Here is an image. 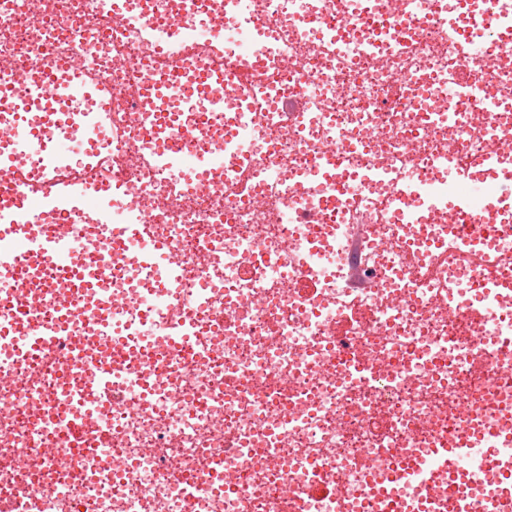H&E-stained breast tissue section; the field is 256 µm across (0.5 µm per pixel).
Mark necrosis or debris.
Returning a JSON list of instances; mask_svg holds the SVG:
<instances>
[{"mask_svg":"<svg viewBox=\"0 0 512 512\" xmlns=\"http://www.w3.org/2000/svg\"><path fill=\"white\" fill-rule=\"evenodd\" d=\"M0 0V89L78 76L93 157H37L29 178L93 189L111 224L71 237L112 254L57 310L34 294L0 336V505L8 512H484L512 458V203L471 173L512 168V0ZM487 18L480 52L461 9ZM224 82V110L183 78ZM168 76L180 112L155 110ZM466 77L461 101L448 84ZM99 84L105 98L88 94ZM208 158L201 181L162 166ZM109 252V251H108ZM81 352L84 371L69 360ZM112 353V398L85 371Z\"/></svg>","mask_w":512,"mask_h":512,"instance_id":"obj_1","label":"necrosis or debris"}]
</instances>
